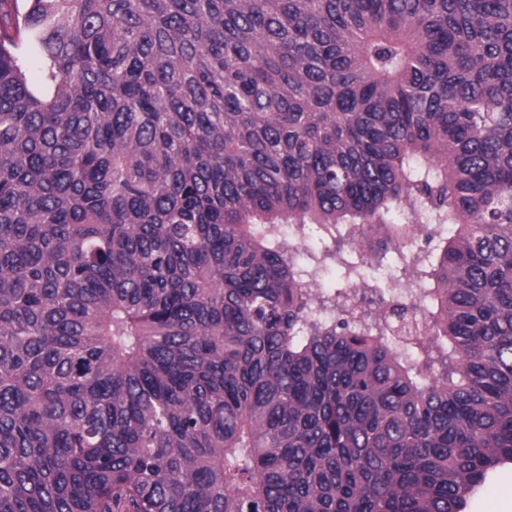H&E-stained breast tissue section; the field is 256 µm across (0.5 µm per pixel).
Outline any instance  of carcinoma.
I'll return each instance as SVG.
<instances>
[{
    "instance_id": "carcinoma-1",
    "label": "carcinoma",
    "mask_w": 512,
    "mask_h": 512,
    "mask_svg": "<svg viewBox=\"0 0 512 512\" xmlns=\"http://www.w3.org/2000/svg\"><path fill=\"white\" fill-rule=\"evenodd\" d=\"M507 464L512 0H0V512H464Z\"/></svg>"
}]
</instances>
